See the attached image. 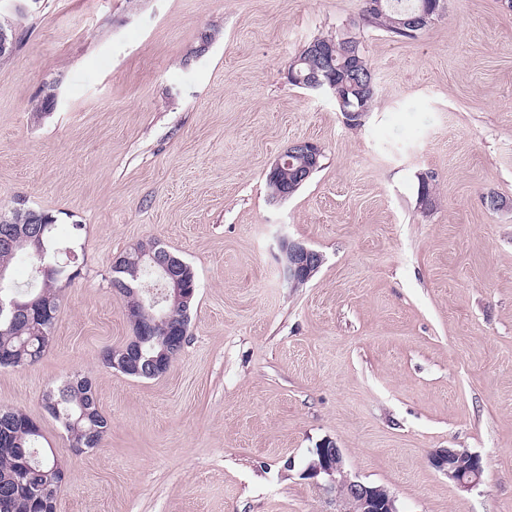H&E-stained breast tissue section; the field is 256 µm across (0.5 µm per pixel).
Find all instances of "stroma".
<instances>
[{
	"label": "stroma",
	"instance_id": "stroma-1",
	"mask_svg": "<svg viewBox=\"0 0 512 512\" xmlns=\"http://www.w3.org/2000/svg\"><path fill=\"white\" fill-rule=\"evenodd\" d=\"M362 6L0 0L19 35L0 60V209L84 227L48 351L0 368V408L38 419L67 471L57 512H334L303 476L326 438L399 512H512V7L447 0L409 39ZM343 34L377 84L357 128L286 77ZM296 140L321 166L273 201ZM151 239L198 288L182 354L137 379L100 360L133 335L107 277ZM288 240L323 256L298 288ZM77 373L109 422L81 455L40 407ZM437 448L480 455L481 483L457 488Z\"/></svg>",
	"mask_w": 512,
	"mask_h": 512
}]
</instances>
